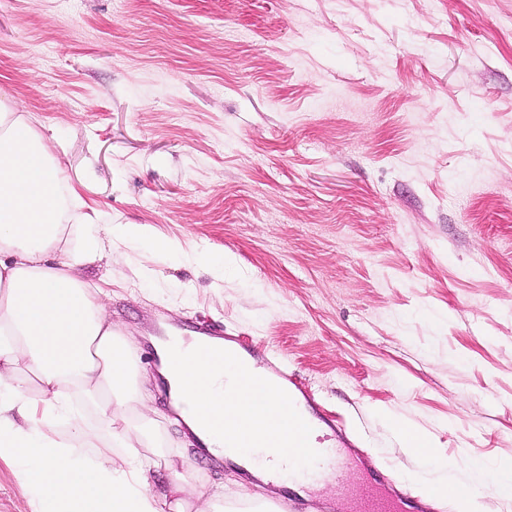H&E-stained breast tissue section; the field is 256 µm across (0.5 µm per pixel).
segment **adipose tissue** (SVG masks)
<instances>
[{
    "mask_svg": "<svg viewBox=\"0 0 512 512\" xmlns=\"http://www.w3.org/2000/svg\"><path fill=\"white\" fill-rule=\"evenodd\" d=\"M40 132L0 100V460L13 462L31 512H224L173 470L165 428L147 412L137 348L80 267L101 260L77 193ZM196 341L161 340L158 372L208 447L251 468L266 450L306 447L288 393L234 348L209 383L188 370ZM243 395L225 397V383Z\"/></svg>",
    "mask_w": 512,
    "mask_h": 512,
    "instance_id": "adipose-tissue-1",
    "label": "adipose tissue"
}]
</instances>
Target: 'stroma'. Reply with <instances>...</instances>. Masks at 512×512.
<instances>
[{
	"mask_svg": "<svg viewBox=\"0 0 512 512\" xmlns=\"http://www.w3.org/2000/svg\"><path fill=\"white\" fill-rule=\"evenodd\" d=\"M0 95L98 223L180 243L80 270L141 363L195 321L281 352L397 489L435 472L386 412L512 456V0H0ZM167 432L204 494L283 495Z\"/></svg>",
	"mask_w": 512,
	"mask_h": 512,
	"instance_id": "stroma-1",
	"label": "stroma"
}]
</instances>
